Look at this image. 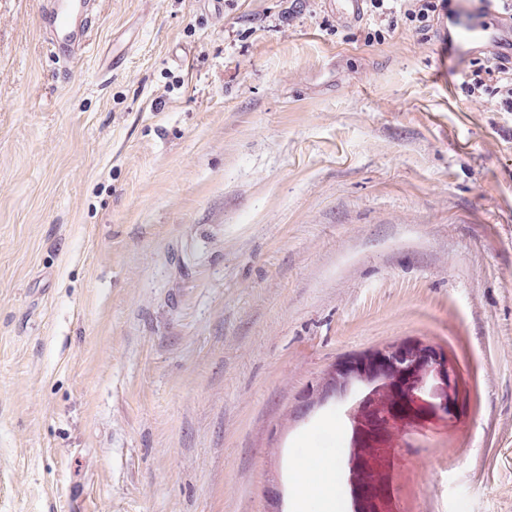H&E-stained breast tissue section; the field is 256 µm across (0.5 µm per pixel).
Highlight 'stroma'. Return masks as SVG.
Returning a JSON list of instances; mask_svg holds the SVG:
<instances>
[{
  "instance_id": "obj_1",
  "label": "stroma",
  "mask_w": 512,
  "mask_h": 512,
  "mask_svg": "<svg viewBox=\"0 0 512 512\" xmlns=\"http://www.w3.org/2000/svg\"><path fill=\"white\" fill-rule=\"evenodd\" d=\"M85 0L108 79L0 0V512H265L369 447L304 389L385 344L469 361L397 512H512V112L437 41L320 0Z\"/></svg>"
}]
</instances>
